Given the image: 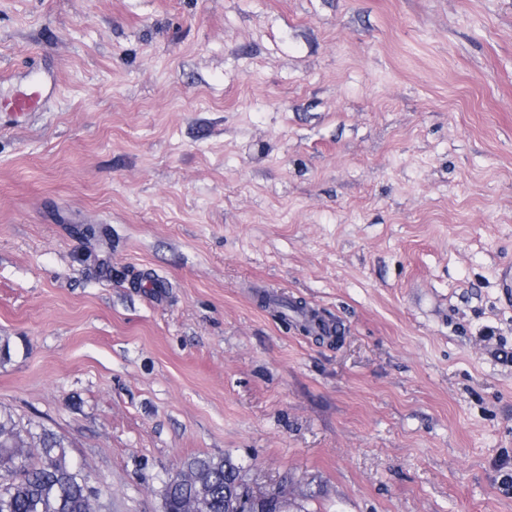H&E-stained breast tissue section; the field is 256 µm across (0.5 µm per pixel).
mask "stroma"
Here are the masks:
<instances>
[{
	"label": "stroma",
	"instance_id": "35a3bbf8",
	"mask_svg": "<svg viewBox=\"0 0 512 512\" xmlns=\"http://www.w3.org/2000/svg\"><path fill=\"white\" fill-rule=\"evenodd\" d=\"M39 70L0 411L100 512L199 454L302 512H512V0H0V99Z\"/></svg>",
	"mask_w": 512,
	"mask_h": 512
}]
</instances>
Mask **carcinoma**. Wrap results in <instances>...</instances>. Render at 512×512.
Segmentation results:
<instances>
[{"label": "carcinoma", "mask_w": 512, "mask_h": 512, "mask_svg": "<svg viewBox=\"0 0 512 512\" xmlns=\"http://www.w3.org/2000/svg\"><path fill=\"white\" fill-rule=\"evenodd\" d=\"M290 312L300 327L309 329L300 304L279 303L283 322ZM33 441L40 448L36 457L28 450ZM183 470L191 480L167 481L162 487L164 512H182L191 501L200 504V512H237L240 499L253 492L242 467L229 456H197ZM0 512H99V504L86 475L69 458L64 439L47 429L34 434L12 415L0 413Z\"/></svg>", "instance_id": "obj_1"}]
</instances>
